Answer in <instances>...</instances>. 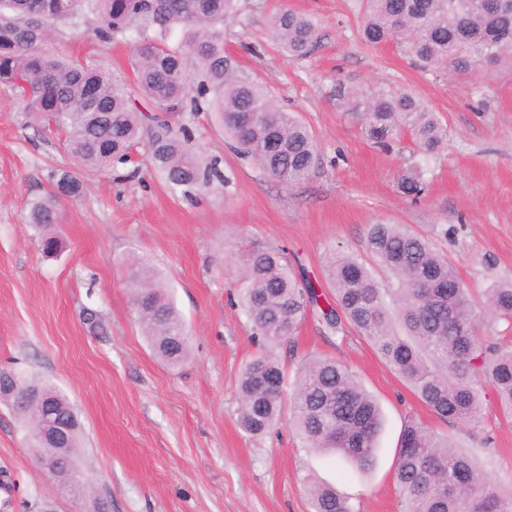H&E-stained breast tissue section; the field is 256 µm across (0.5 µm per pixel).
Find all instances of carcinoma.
Returning a JSON list of instances; mask_svg holds the SVG:
<instances>
[{
    "label": "carcinoma",
    "mask_w": 512,
    "mask_h": 512,
    "mask_svg": "<svg viewBox=\"0 0 512 512\" xmlns=\"http://www.w3.org/2000/svg\"><path fill=\"white\" fill-rule=\"evenodd\" d=\"M231 0H0V84L25 104L28 118L62 141L74 168L55 174L49 192L29 204L28 223L41 231L51 253L57 236L59 199L81 193L85 172L130 162L142 143V121L152 123L150 164L166 185L188 200L225 185L217 158L205 159L191 133L170 119L187 110L209 112L241 156L255 161L288 187L306 180L320 163L316 139L295 114L278 109L258 82L243 72L224 46V17ZM365 0L366 42L394 41L424 65L468 75L485 63L512 55V0ZM94 15L102 42L135 38L134 84L153 110L136 106L128 85L88 58L55 53L61 27L73 28ZM271 36L294 58L308 56L318 24L288 9L270 19ZM180 31L177 45L168 37ZM92 88L95 101L87 105ZM362 134L386 146L408 131L424 152L438 149L448 130L436 113L409 94L366 96L339 91ZM402 194L423 192L414 169L398 180ZM366 252L387 274L381 287L366 262L333 252L326 261V291L299 277L287 253L252 243L243 257L240 304L258 335L261 351L242 369L239 423L261 436L280 419L285 374L272 348L295 335L307 314L319 312L332 335L364 339L411 392L439 417L477 425L485 389L491 388L503 419L512 424V279L496 282L476 305L448 256L427 238L398 224H373ZM134 304L154 354L180 364L188 331L158 273L140 269ZM54 392L57 408L71 421L67 455L80 467L82 427L75 407L52 383L23 378ZM291 426L304 447L332 454L358 472L375 463L383 425L380 408L346 364L312 357L300 362L291 399ZM35 458L53 452L34 438L39 409L21 415ZM394 478L401 512H512V490H503L480 465L477 454L457 447L420 422L409 420L399 439ZM312 512H357L352 498L328 485L309 486Z\"/></svg>",
    "instance_id": "carcinoma-1"
}]
</instances>
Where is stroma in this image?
Returning a JSON list of instances; mask_svg holds the SVG:
<instances>
[{"label":"stroma","mask_w":512,"mask_h":512,"mask_svg":"<svg viewBox=\"0 0 512 512\" xmlns=\"http://www.w3.org/2000/svg\"><path fill=\"white\" fill-rule=\"evenodd\" d=\"M286 7L311 15L319 39L295 59L272 39L269 20ZM95 16L55 37L65 54L87 56L131 80L129 44L94 36ZM224 37L242 69L311 129L321 162L284 187L237 155L205 112H184L194 148L218 158L228 185L191 202L172 193L145 157L90 173L79 196L60 201L59 253L45 254L28 224L29 203L70 158L58 136L33 125L0 87V369L51 381L82 425L84 474L111 512H311L305 486L325 484L356 499L359 512H400L396 448L408 420L481 449V462L512 486V425L494 399L478 426L436 417L365 341L325 333L310 313L291 343L275 347L294 383L299 362L328 356L351 367L385 417L375 468L365 476L315 455L278 421L254 437L237 422L238 380L258 351L253 326L234 305L242 250L252 241L287 251L298 276L318 284L331 252L364 255L374 223L401 224L448 254L475 296L512 278V62L461 76L424 68L396 43L366 44L359 0H234ZM406 92L448 126L446 147L423 153L410 134L390 149L366 140L340 100ZM425 185L404 197L400 171ZM163 277L190 330L176 367L153 353L133 306L138 260ZM81 512L53 491L17 415L0 402V512Z\"/></svg>","instance_id":"35a3bbf8"}]
</instances>
